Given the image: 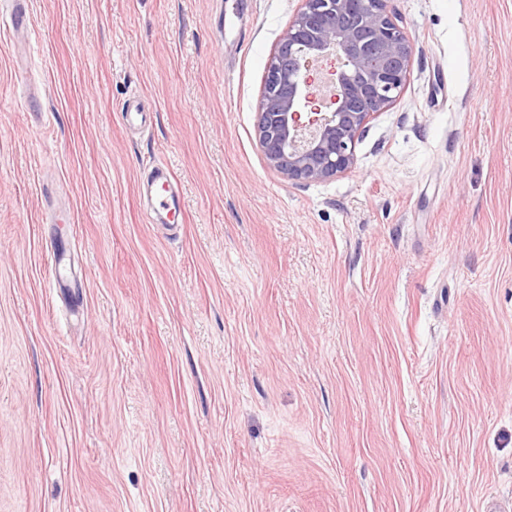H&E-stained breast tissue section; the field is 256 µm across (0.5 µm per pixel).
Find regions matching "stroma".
Wrapping results in <instances>:
<instances>
[{
	"instance_id": "stroma-1",
	"label": "stroma",
	"mask_w": 512,
	"mask_h": 512,
	"mask_svg": "<svg viewBox=\"0 0 512 512\" xmlns=\"http://www.w3.org/2000/svg\"><path fill=\"white\" fill-rule=\"evenodd\" d=\"M29 2V43L0 12V512L512 503V0H395L405 88L312 183L257 136L300 0ZM149 175L151 187L154 190V213L162 218V223H170L171 218L174 222V218L181 212V201L169 169L166 166L157 165L151 169Z\"/></svg>"
}]
</instances>
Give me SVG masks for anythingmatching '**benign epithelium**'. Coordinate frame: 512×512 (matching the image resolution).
I'll return each instance as SVG.
<instances>
[{"instance_id":"obj_1","label":"benign epithelium","mask_w":512,"mask_h":512,"mask_svg":"<svg viewBox=\"0 0 512 512\" xmlns=\"http://www.w3.org/2000/svg\"><path fill=\"white\" fill-rule=\"evenodd\" d=\"M267 64L257 132L268 165L300 183L356 165L355 143L371 117L389 110L407 82L413 46L392 0H301ZM338 65L332 98L312 91L313 60ZM329 112L304 124L301 111Z\"/></svg>"}]
</instances>
